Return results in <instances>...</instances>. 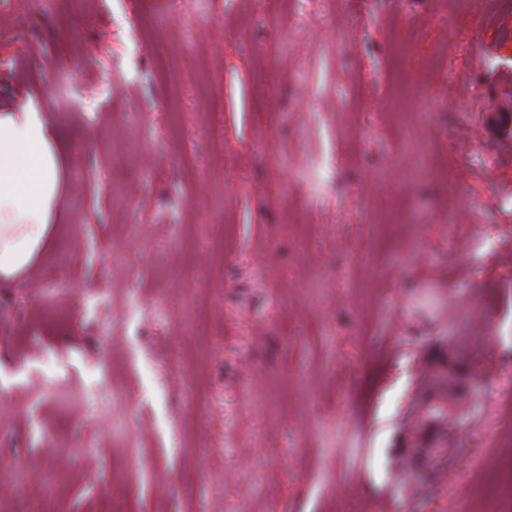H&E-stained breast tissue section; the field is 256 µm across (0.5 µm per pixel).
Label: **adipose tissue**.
<instances>
[{
	"label": "adipose tissue",
	"mask_w": 512,
	"mask_h": 512,
	"mask_svg": "<svg viewBox=\"0 0 512 512\" xmlns=\"http://www.w3.org/2000/svg\"><path fill=\"white\" fill-rule=\"evenodd\" d=\"M47 113L0 114V279L20 280L56 227L62 192L59 154Z\"/></svg>",
	"instance_id": "ef3b65f1"
}]
</instances>
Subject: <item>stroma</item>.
<instances>
[{
    "instance_id": "35a3bbf8",
    "label": "stroma",
    "mask_w": 512,
    "mask_h": 512,
    "mask_svg": "<svg viewBox=\"0 0 512 512\" xmlns=\"http://www.w3.org/2000/svg\"><path fill=\"white\" fill-rule=\"evenodd\" d=\"M148 8L0 0V113L84 133L0 281V512H512V0Z\"/></svg>"
}]
</instances>
